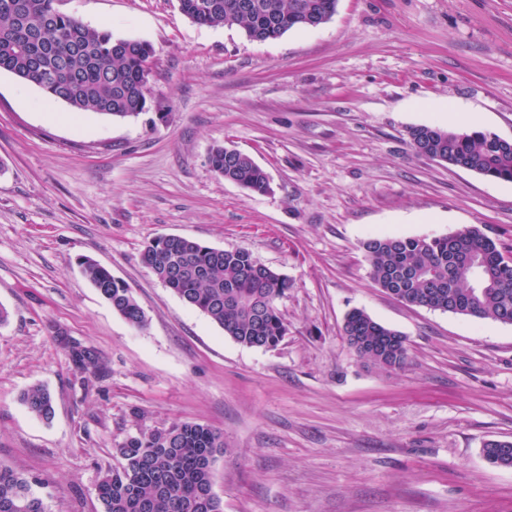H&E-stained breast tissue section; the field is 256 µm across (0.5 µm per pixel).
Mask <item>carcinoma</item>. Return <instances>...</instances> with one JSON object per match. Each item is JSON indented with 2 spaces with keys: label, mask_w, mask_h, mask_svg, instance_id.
<instances>
[{
  "label": "carcinoma",
  "mask_w": 512,
  "mask_h": 512,
  "mask_svg": "<svg viewBox=\"0 0 512 512\" xmlns=\"http://www.w3.org/2000/svg\"><path fill=\"white\" fill-rule=\"evenodd\" d=\"M181 13L207 26H239L253 42L273 41L289 31L313 30L336 12L337 0H178ZM153 46L89 28L59 11L55 0H0V71L37 85L47 96L78 112L114 119L137 118L149 110L143 93ZM416 154L482 176L512 182V143L495 133L420 125L408 131ZM210 166L224 180L254 193L269 187L267 172L249 155L217 145ZM373 282L415 307L512 324V261L475 226L433 237L378 235L362 243ZM144 264L183 302L206 314L235 342L276 346L286 333L277 307L290 282L245 248L216 249L192 238L148 242ZM83 272L113 311L134 327L145 315L129 288L96 261ZM343 333L355 353L384 369L407 360L405 337L350 311ZM74 361L88 370L94 350L71 347ZM23 402L40 420L54 415L51 394L41 385L26 390ZM224 451L223 434L196 422L174 423L126 439L120 461L96 484L101 512H222L211 494L212 466ZM488 455L509 462L512 444L492 441ZM0 512H45L30 481L0 464Z\"/></svg>",
  "instance_id": "carcinoma-1"
}]
</instances>
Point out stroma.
<instances>
[{
    "label": "stroma",
    "mask_w": 512,
    "mask_h": 512,
    "mask_svg": "<svg viewBox=\"0 0 512 512\" xmlns=\"http://www.w3.org/2000/svg\"><path fill=\"white\" fill-rule=\"evenodd\" d=\"M155 49L149 112L74 113L0 71V463L46 512H100L95 486L128 437L175 422L224 434L223 512H512V324L409 307L361 248L379 233L475 226L512 258V182L412 150L455 103L512 140V0H338L310 31L249 41L178 0H57ZM266 170L258 194L217 176L214 146ZM176 234L245 248L291 282L287 333L255 348L183 302L141 260ZM108 267L145 314L136 328L82 273ZM354 308L406 338L407 363L360 359ZM98 366H75L68 342ZM41 384L55 415L22 402Z\"/></svg>",
    "instance_id": "35a3bbf8"
}]
</instances>
